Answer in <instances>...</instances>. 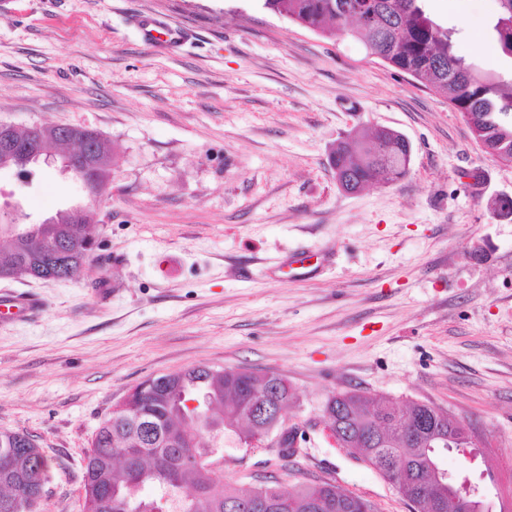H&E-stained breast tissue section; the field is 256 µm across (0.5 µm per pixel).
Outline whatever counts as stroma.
I'll use <instances>...</instances> for the list:
<instances>
[{
	"mask_svg": "<svg viewBox=\"0 0 512 512\" xmlns=\"http://www.w3.org/2000/svg\"><path fill=\"white\" fill-rule=\"evenodd\" d=\"M486 75H512L489 34L497 0H426ZM185 29L168 49L136 25ZM0 120L65 124L112 145L109 187L88 210L97 247L67 281H0L31 316L0 319V429L50 463L42 512H80L100 422L150 377L193 366L278 371L301 451L224 439L225 482L326 479L377 512L411 504L326 434L323 406L362 389L432 404L481 439L444 460L512 512V163L484 151L447 101L257 0H0ZM408 137V174L342 192L338 141L376 126ZM53 166L0 171V212L39 222L85 203ZM305 255L308 274L279 263Z\"/></svg>",
	"mask_w": 512,
	"mask_h": 512,
	"instance_id": "stroma-1",
	"label": "stroma"
}]
</instances>
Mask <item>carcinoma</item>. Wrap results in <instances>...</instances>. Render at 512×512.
Returning a JSON list of instances; mask_svg holds the SVG:
<instances>
[{
  "mask_svg": "<svg viewBox=\"0 0 512 512\" xmlns=\"http://www.w3.org/2000/svg\"><path fill=\"white\" fill-rule=\"evenodd\" d=\"M264 8L332 39L341 33L360 38L368 54L379 58L421 86L448 100L472 125L490 154L512 160V79L476 72L455 48L453 31L438 24L427 12L425 0H261ZM499 14L491 35L501 53L512 59V8L498 3ZM359 13L364 24L348 26L346 14ZM412 146L397 131H372L341 141L331 153L339 183L349 190L369 184L390 185L409 172ZM44 244L17 238L9 248L20 261L14 273L25 276L39 269L26 258L43 248L74 238L95 237L94 225L40 224ZM89 255L61 256L59 270L79 276ZM145 398L140 417L117 411L97 428L86 452L81 512H230L226 500L238 492L224 482V435L246 445L256 433L249 404L276 398L288 409L294 394L288 378L277 372L213 369L197 366L152 377L140 383ZM197 394L209 400L205 425L184 413L185 401ZM329 424L351 428L354 437L345 448L376 469L408 501L421 484L423 495L443 503L440 512H456L453 499L458 486L430 488L427 461L411 452L403 439L409 420L423 414L410 404L398 412L394 403L353 390L331 394L323 407ZM445 433L454 435L463 424L447 413H435ZM149 448L145 458L114 459L120 450ZM7 464L25 482L15 487L0 482V512H41V492L48 481L49 461L33 436L0 430V465ZM150 487V497L141 491ZM276 491L286 503L281 512H331V499L355 498L368 512L374 504L330 480L301 482L291 489L263 482L252 489L255 497Z\"/></svg>",
  "mask_w": 512,
  "mask_h": 512,
  "instance_id": "obj_1",
  "label": "carcinoma"
}]
</instances>
